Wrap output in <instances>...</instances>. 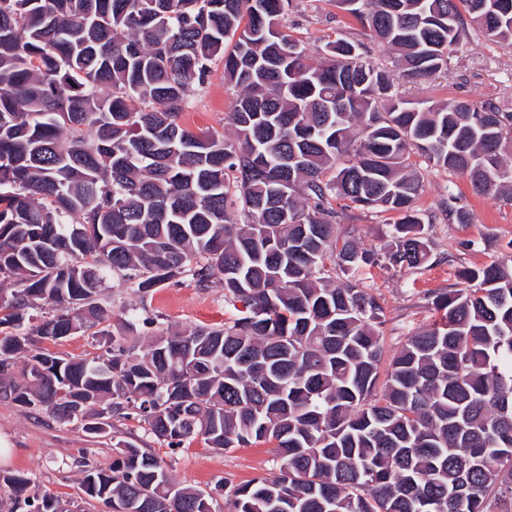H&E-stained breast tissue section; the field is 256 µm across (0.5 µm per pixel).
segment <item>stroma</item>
<instances>
[{"mask_svg":"<svg viewBox=\"0 0 512 512\" xmlns=\"http://www.w3.org/2000/svg\"><path fill=\"white\" fill-rule=\"evenodd\" d=\"M285 19L294 36L310 58H319L328 41L339 37L363 40L361 27L334 0H289ZM401 96L412 100L445 102L458 97L471 101L491 100L503 111L512 112V48L506 49L481 37H472L469 45L452 58L447 73L424 84H413L395 76ZM237 95L224 82L222 63H214L208 84L198 88L180 116L183 126L197 134L219 133L234 140L233 128L225 121ZM416 170L423 191L416 206L425 214L439 211L448 194H456L471 213L468 224L438 221L430 230L432 256L420 269H364L361 278L381 299L385 322L381 328L384 353L393 357L410 337L432 323L437 313L425 295L436 288H450L464 267L482 265L491 260L512 264V204L473 191L466 178L417 159ZM390 213H371L357 209L341 211L338 230L355 229L360 247L384 250L390 239ZM495 234V251L484 252L478 242L485 233ZM103 287L116 314L136 318L142 340L161 330H180L195 325L229 323L238 318L236 306L224 297L220 283L203 289L190 278L157 290L152 297L141 298L127 287L123 277L104 273ZM0 435L7 436L12 451L0 461V471H17L30 480V491L58 497L70 512H107L106 507L90 500L83 492L81 459L105 467L112 462V444L86 437L72 424H60L46 415L0 400ZM174 480L182 486H212L216 492L213 512H230L227 492L253 478L276 473L279 463L271 445L259 443L248 448L215 450L203 441L190 447L170 449L159 445Z\"/></svg>","mask_w":512,"mask_h":512,"instance_id":"stroma-1","label":"stroma"}]
</instances>
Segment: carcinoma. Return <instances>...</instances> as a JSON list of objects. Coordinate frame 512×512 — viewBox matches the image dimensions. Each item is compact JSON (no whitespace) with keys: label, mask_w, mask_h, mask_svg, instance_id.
I'll return each mask as SVG.
<instances>
[{"label":"carcinoma","mask_w":512,"mask_h":512,"mask_svg":"<svg viewBox=\"0 0 512 512\" xmlns=\"http://www.w3.org/2000/svg\"><path fill=\"white\" fill-rule=\"evenodd\" d=\"M360 2L336 6L389 66L345 38L311 60L285 0H0V282L17 284L0 288V325L53 309L0 336L1 398L92 438L136 418L170 448L272 444L279 473L229 491L232 512H512V264L429 292L441 320L381 386L384 309L355 279L430 261L437 216L415 208L412 155L478 193L512 191V112L393 91V69L428 81L473 32L511 48L512 0ZM215 59L239 89L232 142L178 122ZM334 201L398 214L387 250L339 235ZM441 215L471 221L451 190ZM106 269L143 298L217 277L243 310L144 345L132 319L99 328ZM94 327L110 341L91 361L34 344ZM113 448L108 468L83 462L88 498L212 512L213 489L175 484L143 440ZM0 485L8 512H69L24 475Z\"/></svg>","instance_id":"cac0c4a2"}]
</instances>
